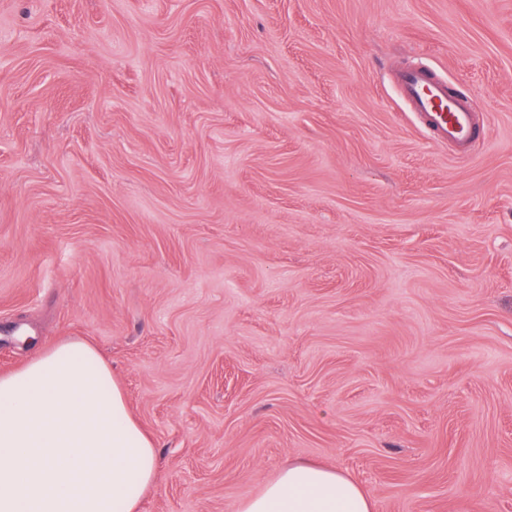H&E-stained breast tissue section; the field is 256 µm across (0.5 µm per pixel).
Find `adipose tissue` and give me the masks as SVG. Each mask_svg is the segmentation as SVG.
I'll use <instances>...</instances> for the list:
<instances>
[{
    "label": "adipose tissue",
    "instance_id": "obj_1",
    "mask_svg": "<svg viewBox=\"0 0 512 512\" xmlns=\"http://www.w3.org/2000/svg\"><path fill=\"white\" fill-rule=\"evenodd\" d=\"M158 454L112 369L82 340L0 375V512H136ZM238 512H373L346 474L295 461Z\"/></svg>",
    "mask_w": 512,
    "mask_h": 512
}]
</instances>
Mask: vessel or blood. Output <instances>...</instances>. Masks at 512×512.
<instances>
[{
    "label": "vessel or blood",
    "instance_id": "b4317fda",
    "mask_svg": "<svg viewBox=\"0 0 512 512\" xmlns=\"http://www.w3.org/2000/svg\"><path fill=\"white\" fill-rule=\"evenodd\" d=\"M396 86L409 111L434 139L453 144L460 155L470 153L480 120L467 98L449 95L447 82L425 66L399 72Z\"/></svg>",
    "mask_w": 512,
    "mask_h": 512
}]
</instances>
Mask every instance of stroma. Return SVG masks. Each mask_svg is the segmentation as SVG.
<instances>
[{
    "label": "stroma",
    "instance_id": "stroma-1",
    "mask_svg": "<svg viewBox=\"0 0 512 512\" xmlns=\"http://www.w3.org/2000/svg\"><path fill=\"white\" fill-rule=\"evenodd\" d=\"M72 338L158 450L138 512L296 460L512 512V0H0V374ZM396 86L409 111L434 139L453 144L462 156L470 153L481 123L467 98L449 96L447 82L426 66L399 72Z\"/></svg>",
    "mask_w": 512,
    "mask_h": 512
}]
</instances>
